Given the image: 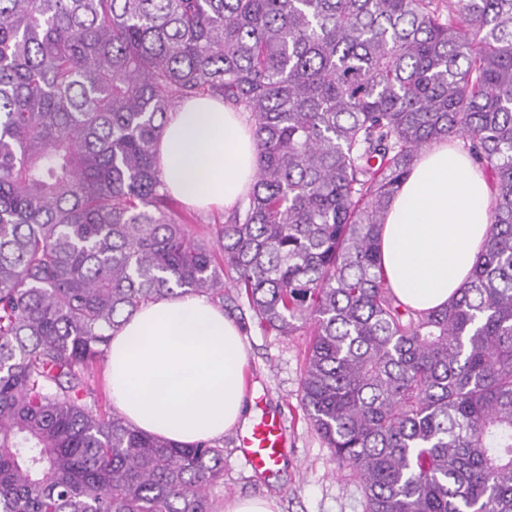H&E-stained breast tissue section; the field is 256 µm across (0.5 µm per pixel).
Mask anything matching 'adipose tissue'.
Segmentation results:
<instances>
[{
    "label": "adipose tissue",
    "instance_id": "ef3b65f1",
    "mask_svg": "<svg viewBox=\"0 0 512 512\" xmlns=\"http://www.w3.org/2000/svg\"><path fill=\"white\" fill-rule=\"evenodd\" d=\"M256 144L241 113L198 97L173 112L158 143L171 195L188 206L230 209L256 176ZM494 198L468 150L425 149L392 199L380 230L390 288L406 306L447 305L485 248ZM248 351L238 325L207 298L163 297L113 336L112 404L138 430L184 445L214 441L247 423Z\"/></svg>",
    "mask_w": 512,
    "mask_h": 512
}]
</instances>
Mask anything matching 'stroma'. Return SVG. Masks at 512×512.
<instances>
[{"label":"stroma","instance_id":"1","mask_svg":"<svg viewBox=\"0 0 512 512\" xmlns=\"http://www.w3.org/2000/svg\"><path fill=\"white\" fill-rule=\"evenodd\" d=\"M224 312L241 326L249 347L245 377L252 415L278 414L285 427L286 447L278 468L264 475L246 465L238 432L225 433L220 440L224 480L212 490L216 504L238 496H259L273 500L276 512H364L358 481L339 467L301 411L309 327L290 336L278 335L260 324L243 297L225 304Z\"/></svg>","mask_w":512,"mask_h":512}]
</instances>
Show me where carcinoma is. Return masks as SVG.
Returning <instances> with one entry per match:
<instances>
[{"label":"carcinoma","instance_id":"cac0c4a2","mask_svg":"<svg viewBox=\"0 0 512 512\" xmlns=\"http://www.w3.org/2000/svg\"><path fill=\"white\" fill-rule=\"evenodd\" d=\"M204 95L257 147L211 245L156 161ZM448 138L497 205L421 312L378 235ZM234 291L281 336L310 326L302 410L365 512H512V0H0V512H216L224 448L87 399L141 305Z\"/></svg>","mask_w":512,"mask_h":512}]
</instances>
